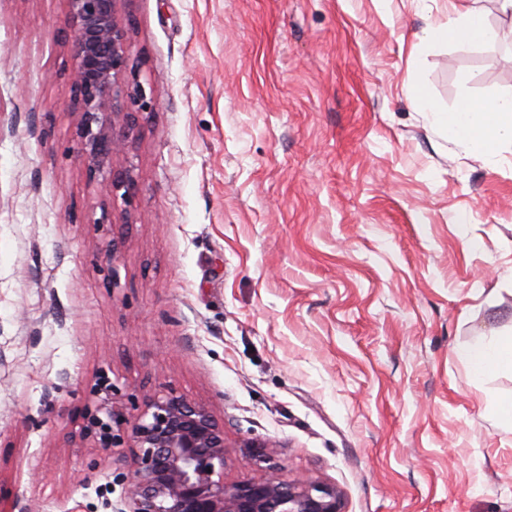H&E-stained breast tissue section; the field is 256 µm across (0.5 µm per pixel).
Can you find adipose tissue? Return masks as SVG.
Returning a JSON list of instances; mask_svg holds the SVG:
<instances>
[{
	"instance_id": "obj_1",
	"label": "adipose tissue",
	"mask_w": 512,
	"mask_h": 512,
	"mask_svg": "<svg viewBox=\"0 0 512 512\" xmlns=\"http://www.w3.org/2000/svg\"><path fill=\"white\" fill-rule=\"evenodd\" d=\"M423 37L464 50L498 39L499 33L481 11L466 7L448 22L428 25ZM435 120L450 141L473 154L493 159L503 148L512 147V93L483 104L459 98L450 110L438 112ZM461 356L478 376L494 369H512V336L500 338L489 348L467 347Z\"/></svg>"
}]
</instances>
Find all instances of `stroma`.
I'll list each match as a JSON object with an SVG mask.
<instances>
[{
	"instance_id": "obj_1",
	"label": "stroma",
	"mask_w": 512,
	"mask_h": 512,
	"mask_svg": "<svg viewBox=\"0 0 512 512\" xmlns=\"http://www.w3.org/2000/svg\"><path fill=\"white\" fill-rule=\"evenodd\" d=\"M500 41L423 40L454 7ZM155 109L118 282L73 141L64 0H0V498L108 512L126 468L80 437L99 376L224 422L226 481L336 485L344 512H512V153L432 109L512 92L497 0H134ZM425 87L428 102L414 88ZM40 112L30 134L27 112ZM266 445L265 456L256 448ZM461 356L477 376L494 369H512V336L500 338L490 348L467 347L461 351Z\"/></svg>"
}]
</instances>
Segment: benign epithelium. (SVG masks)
<instances>
[{
	"mask_svg": "<svg viewBox=\"0 0 512 512\" xmlns=\"http://www.w3.org/2000/svg\"><path fill=\"white\" fill-rule=\"evenodd\" d=\"M74 137L86 183L103 197L92 225L132 223L138 193L131 151L140 139L138 115L152 108L132 63V0H65ZM118 242L109 241L106 272L117 281ZM80 436L94 448H126L129 468L113 512H344L335 485L308 475L284 480H224V424L204 403L171 384L135 405L116 396L101 376Z\"/></svg>",
	"mask_w": 512,
	"mask_h": 512,
	"instance_id": "7a95c632",
	"label": "benign epithelium"
}]
</instances>
